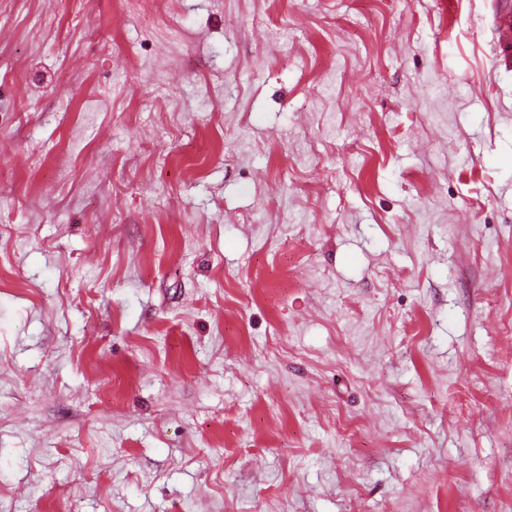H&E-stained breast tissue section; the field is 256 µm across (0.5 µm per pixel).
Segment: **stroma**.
Masks as SVG:
<instances>
[{"mask_svg":"<svg viewBox=\"0 0 512 512\" xmlns=\"http://www.w3.org/2000/svg\"><path fill=\"white\" fill-rule=\"evenodd\" d=\"M512 0H0V512H512Z\"/></svg>","mask_w":512,"mask_h":512,"instance_id":"1","label":"stroma"}]
</instances>
